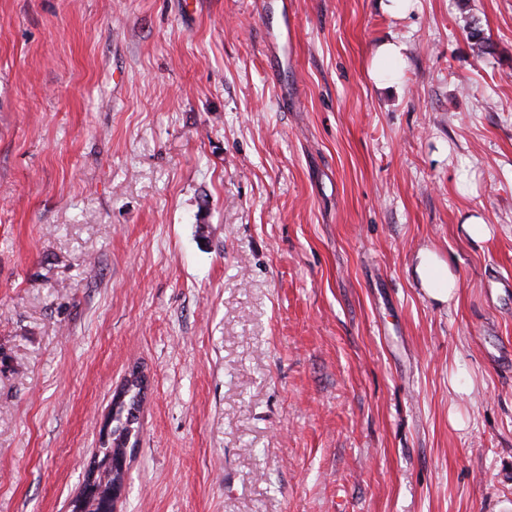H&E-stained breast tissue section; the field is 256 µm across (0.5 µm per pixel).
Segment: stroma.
<instances>
[{"label":"stroma","mask_w":512,"mask_h":512,"mask_svg":"<svg viewBox=\"0 0 512 512\" xmlns=\"http://www.w3.org/2000/svg\"><path fill=\"white\" fill-rule=\"evenodd\" d=\"M182 3L0 0V512H512V0ZM406 46L401 42H383L375 50L371 77L377 84H390L399 71L405 57ZM414 271L424 292L433 301L450 305L457 300L460 280L449 260L446 263L433 252L420 251ZM125 389L126 399L122 403L115 400V392L112 396L111 408L109 414L112 417V425L106 437L107 429L104 428L103 435L100 431V448L95 457L98 458L100 467H103V478L106 479L105 486L102 487L101 483L84 484L83 488V511H76L75 506L72 505V512H95L93 509L96 502L102 498L107 492L112 490V500H104L98 504L97 510L99 512H116V503L120 499L125 484L126 475V462L127 458L121 464L120 474L122 476L121 482H117L112 489V465L117 462L121 449L126 448L125 443L128 441L129 436L134 438L137 442L139 433L138 417L133 413L140 407L142 399L140 398V391L135 383H129L125 378L122 386ZM126 403V408L124 407Z\"/></svg>","instance_id":"stroma-1"}]
</instances>
